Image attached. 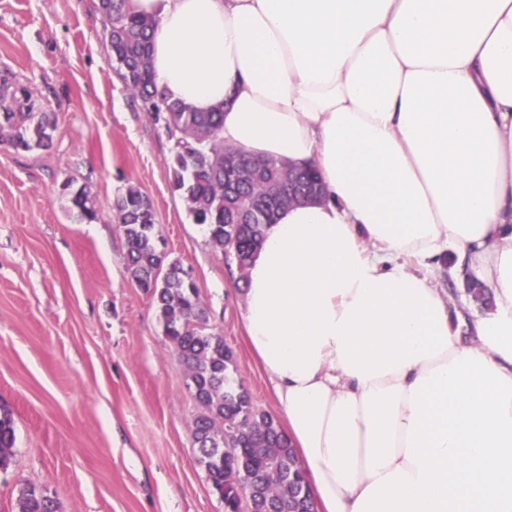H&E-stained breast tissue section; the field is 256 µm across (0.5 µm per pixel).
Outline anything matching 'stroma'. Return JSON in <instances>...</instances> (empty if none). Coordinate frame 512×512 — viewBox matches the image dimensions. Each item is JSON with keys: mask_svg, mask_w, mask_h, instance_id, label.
<instances>
[{"mask_svg": "<svg viewBox=\"0 0 512 512\" xmlns=\"http://www.w3.org/2000/svg\"><path fill=\"white\" fill-rule=\"evenodd\" d=\"M4 73L57 129L46 149L0 144V404L16 435L0 512H15L23 483L48 486L58 512H224L197 461L184 367L126 269L113 211L126 187L149 197L254 406L279 410L247 343L237 272L171 190L172 141L114 74L93 0H0ZM67 181L91 190L98 222L78 220Z\"/></svg>", "mask_w": 512, "mask_h": 512, "instance_id": "obj_1", "label": "stroma"}]
</instances>
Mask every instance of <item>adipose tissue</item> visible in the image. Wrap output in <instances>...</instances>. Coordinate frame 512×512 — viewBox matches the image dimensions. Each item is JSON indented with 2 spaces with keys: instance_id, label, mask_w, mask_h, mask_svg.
<instances>
[{
  "instance_id": "1",
  "label": "adipose tissue",
  "mask_w": 512,
  "mask_h": 512,
  "mask_svg": "<svg viewBox=\"0 0 512 512\" xmlns=\"http://www.w3.org/2000/svg\"><path fill=\"white\" fill-rule=\"evenodd\" d=\"M131 3L160 92L322 180L243 290L316 512H512V0Z\"/></svg>"
}]
</instances>
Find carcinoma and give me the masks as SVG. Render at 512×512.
I'll use <instances>...</instances> for the list:
<instances>
[{"mask_svg": "<svg viewBox=\"0 0 512 512\" xmlns=\"http://www.w3.org/2000/svg\"><path fill=\"white\" fill-rule=\"evenodd\" d=\"M103 43L114 71L141 102L143 111L175 141L169 162L172 191L182 198L194 223L203 224L213 250L231 252L246 278L268 225L288 205V181L318 196L320 187L310 167L288 168L263 159L267 176L234 180L245 154L224 145L221 112H196L160 93L150 66L155 21L134 12L129 0H96ZM56 129L40 101L24 85L0 77V144L16 150L46 148ZM72 208L87 223L99 219L94 195L85 186L66 182ZM115 219L127 243V270L137 287L156 305L163 331L185 369L186 385L199 410L192 428L198 461L207 472L224 512H314L301 463L272 415L252 403L234 378L233 351L224 337L208 327L199 290L178 261L159 250L155 213L143 192L129 186L115 201ZM12 414L0 408V469L13 457ZM17 512H57L55 497L45 486L25 483L16 498Z\"/></svg>", "mask_w": 512, "mask_h": 512, "instance_id": "obj_1", "label": "carcinoma"}]
</instances>
